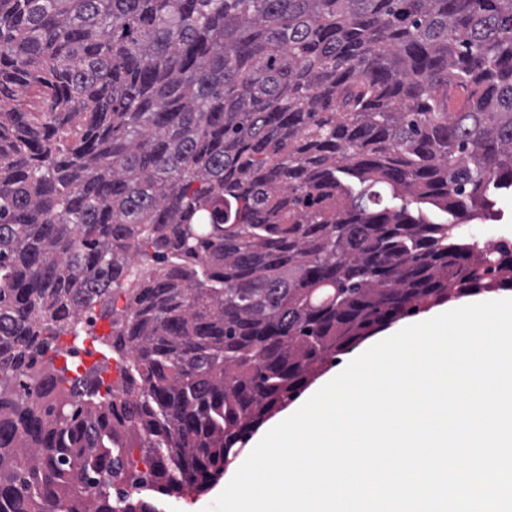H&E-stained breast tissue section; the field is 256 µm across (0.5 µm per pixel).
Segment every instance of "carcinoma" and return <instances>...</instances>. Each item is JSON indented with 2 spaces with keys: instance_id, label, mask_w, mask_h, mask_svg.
<instances>
[{
  "instance_id": "1",
  "label": "carcinoma",
  "mask_w": 512,
  "mask_h": 512,
  "mask_svg": "<svg viewBox=\"0 0 512 512\" xmlns=\"http://www.w3.org/2000/svg\"><path fill=\"white\" fill-rule=\"evenodd\" d=\"M493 190L512 0H0V512L206 491L338 355L512 287ZM83 312L115 388L55 365Z\"/></svg>"
}]
</instances>
